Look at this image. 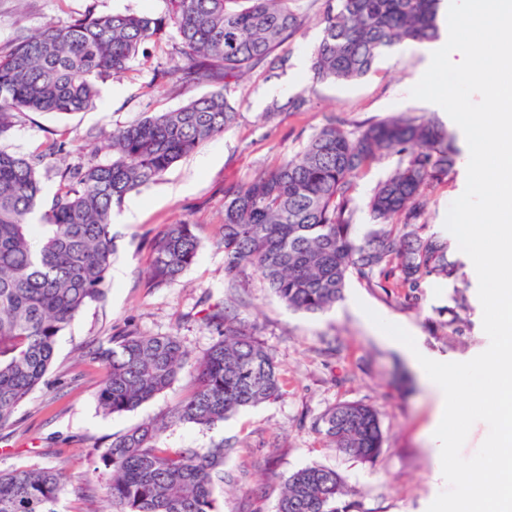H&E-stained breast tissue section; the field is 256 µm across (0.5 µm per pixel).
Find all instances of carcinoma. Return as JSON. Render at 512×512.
<instances>
[{"mask_svg": "<svg viewBox=\"0 0 512 512\" xmlns=\"http://www.w3.org/2000/svg\"><path fill=\"white\" fill-rule=\"evenodd\" d=\"M294 2L169 0L168 15L157 18L90 13L65 25L49 22L0 55V135L19 112L68 114L95 106L96 79L123 73L170 22L183 50L160 76L186 89L220 78L227 87L246 69L281 65L286 58L277 49L302 25ZM439 4L327 0L322 38L311 57L314 78L357 80L393 45L435 39ZM236 118L222 91L153 113L106 135L112 162L61 176L47 205L38 167L65 151L66 143L48 141L33 157L0 151V429L45 383L58 336L103 296L115 255L113 209ZM393 156L394 170L367 202L373 227L358 241L357 180L373 163ZM457 157L447 130L404 113L356 135L322 127L275 168L224 188L225 279L256 278L288 308L315 314L336 303L352 272L368 278L393 264L398 288H418L427 275L454 276L447 243L422 239L411 226L425 213L426 188L448 174ZM398 224L406 231H396ZM200 249L194 225H166L152 247L149 285L179 278ZM205 323L220 339L191 366L174 334L129 329L99 352L106 373L97 402L109 415L137 408L186 368L195 381L167 420L128 430L99 456L112 512H218L215 486L239 481L224 469L239 448L224 441L210 448H162L161 435L184 423L209 428L283 394L273 353L230 308L215 306ZM315 429L358 461L374 460L383 448L378 412L360 401L330 408ZM68 482L56 467L1 471L0 512H58ZM341 495L339 474L314 463L283 480L275 512H350L351 504L338 505Z\"/></svg>", "mask_w": 512, "mask_h": 512, "instance_id": "carcinoma-1", "label": "carcinoma"}]
</instances>
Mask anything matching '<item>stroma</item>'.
Instances as JSON below:
<instances>
[{"label":"stroma","instance_id":"obj_1","mask_svg":"<svg viewBox=\"0 0 512 512\" xmlns=\"http://www.w3.org/2000/svg\"><path fill=\"white\" fill-rule=\"evenodd\" d=\"M168 7V0H0V54L49 21L65 24L88 13L158 17ZM295 7L303 24L282 48L285 65L258 66L227 89L215 82L186 90L156 75L182 49L170 27L148 43L147 57L132 61L118 78L98 81L95 107L74 114L23 112L0 135V150L24 156L37 154L47 139L65 140L64 161L48 160L39 168L48 201L58 185L60 164L111 163V154L99 147L104 135L147 113L176 109L191 97L221 89L238 111L231 129L114 208L116 255L104 299L87 306L59 336L46 385L27 398L11 427L0 430V470L54 466L68 473L59 512H110L100 478L90 473L91 460L130 427L164 418L193 387L184 372L134 411L104 415L96 394L105 370L96 352L130 326L145 335L176 334L191 358L201 357L219 338L202 321L205 310L217 303L231 305L274 354L283 381L277 400L209 428L174 426L161 439L164 448H208L223 440L237 444L240 452L227 461V468L248 471L250 482L262 484L264 495L250 499L241 490L217 486L220 512H274L283 476L313 463L336 470L352 512H427L447 487L433 478V391L411 358L370 316L375 313L403 327L418 347L452 362L471 360L487 349L477 274L445 227L450 204L466 187L468 145L442 108L409 95L425 71L420 44L394 45L356 81L321 82L314 79L310 64L322 36L326 0H296ZM299 96L305 107L288 109V100ZM275 102L282 109L272 116L268 109ZM400 113L445 122L460 150L447 176L427 190L426 214L416 227L420 236L434 234L447 241L456 275L446 279L433 274L410 290L394 287L395 272L389 268L369 280L353 274L342 298L318 314L288 309L255 279L229 287L221 239L225 187L274 168L326 124L352 130ZM395 163L392 157L382 159L359 180L354 193L358 234L370 229L366 203ZM129 212L134 215L130 222L124 219ZM182 221L195 226L202 243L199 256L178 280L149 287L152 245L165 225ZM345 401L369 403L379 413L384 445L373 461L361 462L336 450L314 428L328 409Z\"/></svg>","mask_w":512,"mask_h":512}]
</instances>
